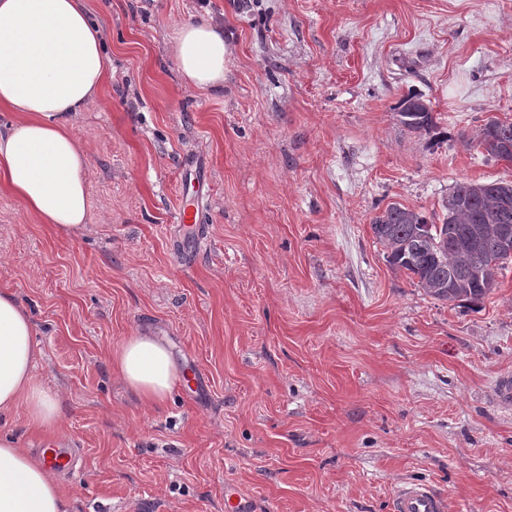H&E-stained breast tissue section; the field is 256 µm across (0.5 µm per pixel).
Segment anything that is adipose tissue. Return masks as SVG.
<instances>
[{
    "label": "adipose tissue",
    "mask_w": 512,
    "mask_h": 512,
    "mask_svg": "<svg viewBox=\"0 0 512 512\" xmlns=\"http://www.w3.org/2000/svg\"><path fill=\"white\" fill-rule=\"evenodd\" d=\"M174 58L190 88L224 84V30L203 20L177 28ZM103 34L84 0H0V109L18 118L0 129V179L42 223L68 233L91 210L88 151L67 115L100 93ZM35 325L16 294L0 289V413L23 409L29 424L52 428L62 406L36 379ZM113 370L148 405L163 404L180 380L168 347L150 332L111 353ZM0 512H66L57 473L42 457L0 436Z\"/></svg>",
    "instance_id": "obj_1"
}]
</instances>
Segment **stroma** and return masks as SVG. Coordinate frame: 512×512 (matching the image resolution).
Returning a JSON list of instances; mask_svg holds the SVG:
<instances>
[{
	"instance_id": "obj_1",
	"label": "stroma",
	"mask_w": 512,
	"mask_h": 512,
	"mask_svg": "<svg viewBox=\"0 0 512 512\" xmlns=\"http://www.w3.org/2000/svg\"><path fill=\"white\" fill-rule=\"evenodd\" d=\"M100 99L69 115L90 158L85 228L60 233L0 186V289L30 309L58 426L0 415L17 447L77 443L67 512H392L428 485L448 512H512V264L475 307L391 267L372 218L439 211L458 181L512 182L467 147L512 121V0H87ZM224 28V87L184 86L181 22ZM421 92L438 132L393 108ZM207 183L192 248L180 172ZM149 330L198 391L158 408L110 353Z\"/></svg>"
}]
</instances>
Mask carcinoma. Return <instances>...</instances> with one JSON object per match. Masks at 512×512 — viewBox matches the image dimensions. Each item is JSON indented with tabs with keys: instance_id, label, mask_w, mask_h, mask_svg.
Returning a JSON list of instances; mask_svg holds the SVG:
<instances>
[{
	"instance_id": "1",
	"label": "carcinoma",
	"mask_w": 512,
	"mask_h": 512,
	"mask_svg": "<svg viewBox=\"0 0 512 512\" xmlns=\"http://www.w3.org/2000/svg\"><path fill=\"white\" fill-rule=\"evenodd\" d=\"M418 94L395 107L397 121L413 132L437 127L431 107ZM470 145L492 158L512 163V121L488 120ZM512 229V183L466 182L454 185L433 220L398 202L371 221V230L389 263L417 279L431 297L455 306L483 300L497 283L486 278L489 262L502 270L512 255L501 251L503 231Z\"/></svg>"
}]
</instances>
